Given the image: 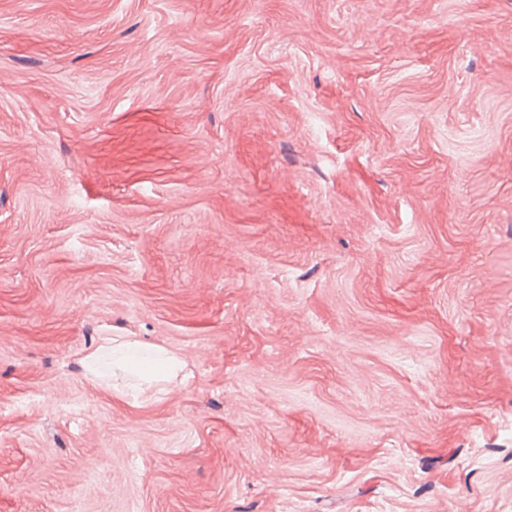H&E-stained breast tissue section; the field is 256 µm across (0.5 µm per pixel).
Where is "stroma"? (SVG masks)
Segmentation results:
<instances>
[{
    "label": "stroma",
    "mask_w": 512,
    "mask_h": 512,
    "mask_svg": "<svg viewBox=\"0 0 512 512\" xmlns=\"http://www.w3.org/2000/svg\"><path fill=\"white\" fill-rule=\"evenodd\" d=\"M0 512H512V0H0ZM85 364L92 381L107 389L115 369L150 385L168 381L184 368L177 355L162 346L140 345L119 336L101 337L100 344L86 355Z\"/></svg>",
    "instance_id": "1"
}]
</instances>
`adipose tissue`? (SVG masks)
I'll list each match as a JSON object with an SVG mask.
<instances>
[{
    "instance_id": "adipose-tissue-1",
    "label": "adipose tissue",
    "mask_w": 512,
    "mask_h": 512,
    "mask_svg": "<svg viewBox=\"0 0 512 512\" xmlns=\"http://www.w3.org/2000/svg\"><path fill=\"white\" fill-rule=\"evenodd\" d=\"M92 381L106 386L115 370H122L152 384L169 380L182 371L174 353L158 345H140L118 336H105L85 357Z\"/></svg>"
}]
</instances>
